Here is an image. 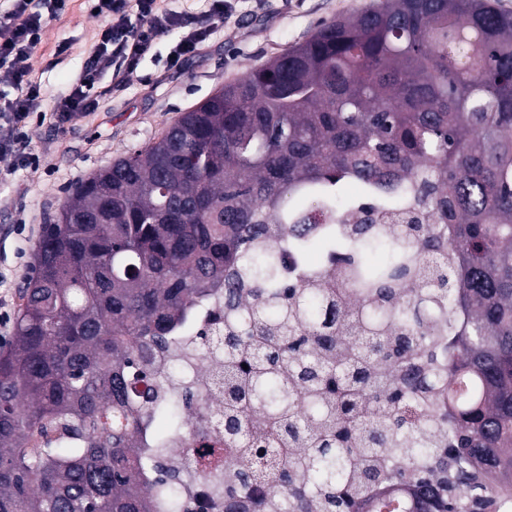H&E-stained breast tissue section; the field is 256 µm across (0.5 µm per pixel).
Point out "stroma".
<instances>
[{"label":"stroma","instance_id":"stroma-1","mask_svg":"<svg viewBox=\"0 0 512 512\" xmlns=\"http://www.w3.org/2000/svg\"><path fill=\"white\" fill-rule=\"evenodd\" d=\"M374 0H237L230 18L217 22L205 48L168 67L177 33L159 37L150 54L129 75L124 89L101 97L63 131L30 120L29 147L43 163L39 170L10 172L0 162V346L14 333L18 288L34 263L42 226L67 190L118 158L154 142L183 112L204 101L248 70L261 66L307 39L317 25L366 9ZM102 19L84 0H70L51 20L33 60L45 102L64 91L81 69ZM67 44L57 54L58 44Z\"/></svg>","mask_w":512,"mask_h":512}]
</instances>
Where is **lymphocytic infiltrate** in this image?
<instances>
[{"label": "lymphocytic infiltrate", "mask_w": 512, "mask_h": 512, "mask_svg": "<svg viewBox=\"0 0 512 512\" xmlns=\"http://www.w3.org/2000/svg\"><path fill=\"white\" fill-rule=\"evenodd\" d=\"M6 2L0 15V87L12 94L0 100V161L14 171L32 170L38 164L27 146L31 116L65 129L76 115L97 110L96 90L102 78H109L113 88L122 87L158 37L179 31L170 64L180 66L209 39L215 20L233 11L232 0H208V9L196 14L171 9L163 0H88L104 20L98 40L65 91L46 108L31 59L49 21L66 10L68 0Z\"/></svg>", "instance_id": "1"}]
</instances>
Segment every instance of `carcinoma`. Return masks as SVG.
Here are the masks:
<instances>
[{
    "mask_svg": "<svg viewBox=\"0 0 512 512\" xmlns=\"http://www.w3.org/2000/svg\"><path fill=\"white\" fill-rule=\"evenodd\" d=\"M395 181L361 221L341 199ZM220 289L221 415L154 375ZM182 407L240 462L224 512H363L386 483L512 512L511 12L378 0L70 188L0 349V512H190Z\"/></svg>",
    "mask_w": 512,
    "mask_h": 512,
    "instance_id": "obj_1",
    "label": "carcinoma"
}]
</instances>
